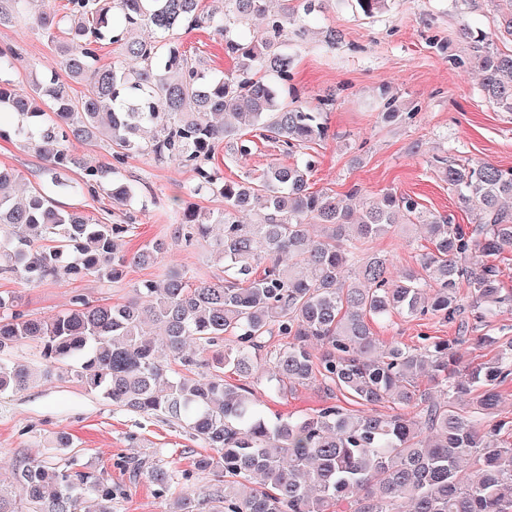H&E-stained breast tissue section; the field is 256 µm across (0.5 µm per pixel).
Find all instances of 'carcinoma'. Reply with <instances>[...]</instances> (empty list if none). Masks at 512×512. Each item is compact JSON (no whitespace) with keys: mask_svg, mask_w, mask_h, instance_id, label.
I'll return each mask as SVG.
<instances>
[{"mask_svg":"<svg viewBox=\"0 0 512 512\" xmlns=\"http://www.w3.org/2000/svg\"><path fill=\"white\" fill-rule=\"evenodd\" d=\"M41 0H0V27L23 17L56 43L67 76L89 84L72 99L55 75L17 91L0 78V139L34 149L46 162V183L17 199V176L0 167V277L25 289L85 278L123 280L131 263L150 265L165 249L159 240L129 256L119 241L134 228L65 210L57 193H95L112 185L119 206L139 201L119 177L131 154L190 166L198 182L190 195L219 194L224 209L187 204L174 239L208 246L224 261V277L195 280L172 271L162 283L131 286L120 303L83 294L51 321L21 309L22 296L0 294V354L25 341L39 345L47 369L67 366L86 390L125 408L172 419L210 449L200 472H217L224 488L198 500L179 498L172 512H512V421L495 419L500 387L512 376V339L473 336L492 346L490 359L472 363L465 340L407 346L381 341L370 321L394 313L429 314L457 323L463 333L496 308L512 306L496 260L512 247V170L487 161L445 162L441 174L472 224L427 215L410 197L387 192L358 209L310 187V144L329 137L323 107L309 108L288 87L294 55L288 26L311 14L316 0H224L204 10L201 0H68L63 16ZM366 18L388 0H354ZM491 32L468 31L469 60L490 100L512 112V0H497ZM253 17L256 35L233 37ZM206 28L224 38L234 71L200 69L180 32ZM122 46L121 58L98 64L97 46ZM257 132L291 153L295 163L272 164L259 177L226 180L210 165L228 139L247 152ZM104 141L114 162L93 165L72 141ZM79 169L72 182L66 172ZM423 226L433 250L397 277L386 256L361 255L355 242L394 226ZM468 289L466 296L460 289ZM279 336L283 343L269 349ZM321 353L314 356L311 344ZM270 365L274 391L321 383L376 405L390 401L413 411L357 414L327 404L310 415L270 418L250 386L253 371ZM237 376L231 383L224 378ZM426 378L440 397L420 389ZM36 378L19 358H0V394L27 389ZM166 492L173 474L148 471ZM12 480L26 492L15 499L0 482V512H112L117 489L103 473L24 456Z\"/></svg>","mask_w":512,"mask_h":512,"instance_id":"obj_1","label":"carcinoma"}]
</instances>
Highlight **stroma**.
I'll return each mask as SVG.
<instances>
[{
  "label": "stroma",
  "mask_w": 512,
  "mask_h": 512,
  "mask_svg": "<svg viewBox=\"0 0 512 512\" xmlns=\"http://www.w3.org/2000/svg\"><path fill=\"white\" fill-rule=\"evenodd\" d=\"M495 20L494 0H389L372 18L360 15L353 0H323L303 21L306 35L288 36V48L295 55L291 84L302 104L314 107L321 99L333 100L324 114L330 136L310 150L315 159L312 189L341 198L355 186L367 202L391 190L411 196L425 213L448 214L455 223H470V214L451 193L434 160H483L512 169V112L485 97L462 34L466 26L493 30ZM331 30L337 38L329 44L324 35ZM182 41L206 71L222 75L233 70L223 40L209 30L184 33ZM6 47L18 51L7 77L21 89L29 88L33 73L58 70L54 43L30 20L0 28V48ZM393 96L408 112L407 120H383L385 104ZM290 160L279 143L257 137L243 154L218 146L213 165L225 179L238 181L258 177L270 163ZM0 166L12 169L22 187L45 181L44 160L33 150L3 140ZM120 171L122 180L135 185L147 202L137 215L134 232L122 240V250L132 254L161 238L168 242L166 252L156 265L129 266L120 283L91 278L70 284L48 282L24 291L31 314L53 319L69 308L77 293L93 301H123L133 284L161 280L174 268L199 280L223 276V262L209 249L173 238V226L180 219L173 197L193 187L192 168L132 155ZM57 200L68 210L115 224L122 221L121 207L103 191L61 193ZM428 245L421 231L396 228L361 241L358 247L363 253L386 255L398 272L414 267ZM371 327L380 339L408 346L424 335L451 339L458 334L456 325L438 318L412 320L399 314L374 321ZM267 375V368L257 370L253 390L269 415L299 417L331 402L352 411L357 408L316 383L297 386L284 397L273 395L266 387ZM58 430L72 435L73 448L48 447V435ZM202 451V444L177 426L105 403L62 374L0 398V475H9L22 456L58 461L74 455L81 465L107 473L122 488L113 512H171L175 497H195L218 488L216 475L194 467ZM156 465L172 471L171 493H157L150 482L147 473Z\"/></svg>",
  "instance_id": "stroma-1"
}]
</instances>
